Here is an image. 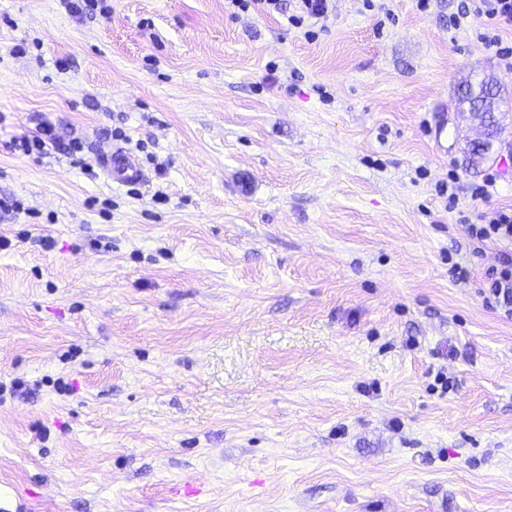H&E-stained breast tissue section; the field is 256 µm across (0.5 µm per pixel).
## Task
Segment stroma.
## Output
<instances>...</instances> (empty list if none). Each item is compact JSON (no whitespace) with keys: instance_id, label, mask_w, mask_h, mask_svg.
<instances>
[{"instance_id":"stroma-1","label":"stroma","mask_w":512,"mask_h":512,"mask_svg":"<svg viewBox=\"0 0 512 512\" xmlns=\"http://www.w3.org/2000/svg\"><path fill=\"white\" fill-rule=\"evenodd\" d=\"M464 3L387 0L379 36L337 0L311 41L224 0H0V499L512 512V320L481 294L500 247L455 227L512 207V72L449 29ZM487 76L504 128L473 168L454 103ZM41 116L88 136L83 163L10 151ZM114 129L145 182L105 177Z\"/></svg>"}]
</instances>
